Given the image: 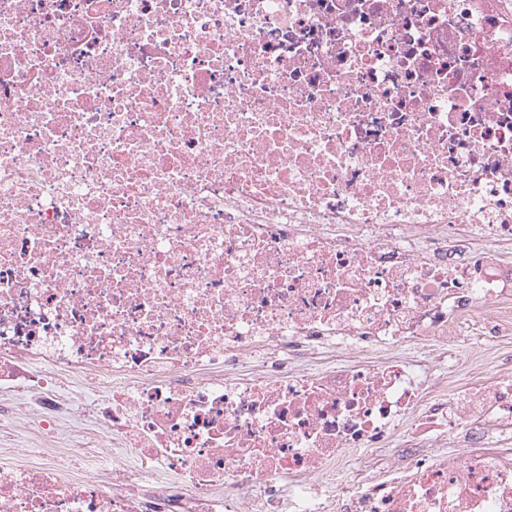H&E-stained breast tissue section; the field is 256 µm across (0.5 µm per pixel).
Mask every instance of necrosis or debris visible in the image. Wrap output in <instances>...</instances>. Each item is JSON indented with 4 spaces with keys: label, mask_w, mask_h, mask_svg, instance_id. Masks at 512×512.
Returning <instances> with one entry per match:
<instances>
[{
    "label": "necrosis or debris",
    "mask_w": 512,
    "mask_h": 512,
    "mask_svg": "<svg viewBox=\"0 0 512 512\" xmlns=\"http://www.w3.org/2000/svg\"><path fill=\"white\" fill-rule=\"evenodd\" d=\"M509 336L512 0H0V512H512ZM94 428V423L86 421L83 418H77L73 424L64 433V448H70V453L62 458L63 466L73 472H80L78 467L81 465V449L87 448L94 434H98ZM34 438L30 432H23L22 428L14 424L0 425V458L17 456L19 448H33ZM2 451V452H1Z\"/></svg>",
    "instance_id": "4bbe7bcc"
}]
</instances>
